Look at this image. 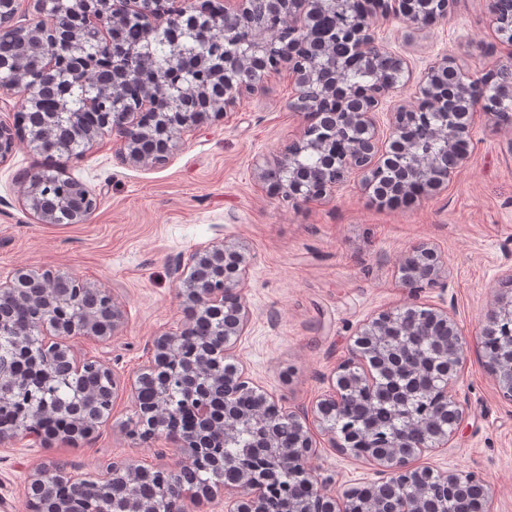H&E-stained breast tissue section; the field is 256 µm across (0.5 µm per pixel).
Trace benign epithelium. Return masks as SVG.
I'll list each match as a JSON object with an SVG mask.
<instances>
[{
	"mask_svg": "<svg viewBox=\"0 0 512 512\" xmlns=\"http://www.w3.org/2000/svg\"><path fill=\"white\" fill-rule=\"evenodd\" d=\"M328 3L336 5L334 0L331 3L328 0H304L300 6L297 0H276L275 5L277 12L295 27L297 34L303 40L311 41L314 37L312 19ZM421 4L422 0H392L390 3L374 0V6L358 16L352 35L353 56L372 63L390 55L388 48L374 38V27L379 19L391 14L416 20ZM21 5L22 0H0V17L11 22L17 37L54 45L51 53L41 58L38 65L59 72L58 103L67 105L68 94L77 79L91 81L92 91L84 98L83 113L43 112L44 92L30 82L32 65L19 57L0 56V74L7 77L10 88L24 92L26 97L23 109L14 115L13 122L0 121L1 164L9 159L19 140H27L33 150L39 151L60 126L68 129L67 137L57 145L60 156L69 157L73 155L74 147L89 146L107 134L116 138L119 144L117 156L122 163L133 166L157 164L173 153L186 133L210 120L224 117V112L234 106L239 94L258 91L268 72L288 68L297 87L293 109L305 115L316 110L320 101L333 97L342 80L341 68L325 53H312L307 60L298 63L293 46L284 45L277 58H270L266 53L267 40L257 33L244 50L224 53L222 63L212 55L194 53L195 76L186 88L169 86L156 79L145 86V91L126 110L105 112L104 97L112 98L120 93L131 73L120 61L113 62L112 73H102L98 55L82 42L78 31L91 28L110 39L113 29L136 17L146 42L167 41L172 47V58H181L184 49L179 39L194 36L201 27L210 32L217 31L226 16L253 27L263 0H222L219 9L214 0H34V9L40 19L24 23L17 21ZM452 72L460 75L455 56L448 54L437 59L420 82L419 95L433 100L438 107L442 106V94L447 91L444 77ZM471 83L470 79L455 80V89L467 103V111L453 117L439 112L429 125L432 137L442 145V154L448 157V166L439 175L429 172L401 134L400 122L408 108L401 107L390 113V133L381 136L376 110L385 98L399 91V80L382 75L375 88L357 97V104L346 109L343 116L336 112L325 114L322 130L305 127L301 137L284 145L274 160L257 163V178L270 195L299 204L332 194L352 171L365 173L370 180L376 178L382 172V166L375 162L377 154L381 152L386 157L393 152L405 160L397 172L399 181H418L420 193L433 196L469 160L474 111L489 104V101L469 94ZM306 153L320 159L318 168L310 170L300 164V157ZM54 181L60 182V177H54ZM22 183L23 205L39 224H83L100 205V197L95 191L68 178L60 182L61 191L52 202L45 200L44 188L48 180L44 174L38 171L27 173L23 175ZM400 270L402 284L412 295L425 287L446 286L442 261L426 242H419L409 249L401 261ZM245 272V254L224 241L197 246L190 251L186 261L178 262L173 274L180 283L179 294L185 305L203 317L222 320L224 343L184 355L176 349L177 334L165 333L153 340L150 360L141 372L143 376L165 374L173 363L182 361V376L195 380L196 397L207 399L212 388L220 389L224 415L219 421L224 423L226 434L251 420L235 408L241 393L251 392L260 404L274 403L266 392L254 386L244 370L220 371L224 364H233L237 360V342L245 334L250 319L241 293ZM62 278L64 275L53 269L21 268L13 278L0 282V301H13L37 310L38 326L42 329L41 341L34 346L28 327L11 323L6 313L0 312V331L6 327L15 336L16 358L30 368L29 375L24 378L13 369H0L1 402L19 388L44 382L52 376L54 365L59 366L68 382L96 369L112 376L111 369L100 361L72 355L68 340L75 336L104 339L116 335L124 321L120 302L110 291L93 289L80 280L75 281L76 288L61 293L56 283ZM85 292L101 298L102 304L111 312L108 321H101L90 310L83 311L78 318L71 315L73 301ZM403 314L422 315L448 330V339L439 345L432 362V368L440 373L441 392L448 402L435 413L434 421L438 427L425 443L412 446L396 434L375 448L363 449L362 454L377 466L380 483L393 491L414 484L426 489L425 495L409 500L397 494L388 504L370 503L358 508L353 496L348 495L340 502L328 493L325 483L308 465L316 447L311 424L323 426L343 414L356 390L374 389L379 373L392 377L396 368L403 366L400 349L380 351L385 332L395 318L394 312L383 311L359 329L350 357L336 368L331 392L316 403L311 413L281 410L282 416L296 431L294 446L280 447L276 430H269L267 445L261 449V454L274 457L288 471V476L296 477L311 494V503L298 504L295 512H447L446 502L435 496V490L448 487L479 490L484 510H490V491L475 476L436 472L411 463L413 458L427 451L448 447V441L462 422L463 409L453 390L468 346L446 309L414 303ZM504 322L507 323V334L511 335L512 294L499 298L487 311L484 330L490 331ZM485 358L501 396L512 401V362L505 364L488 353ZM110 399L108 391L101 395L77 393L68 407L70 424L54 432L53 438L68 441L90 437L105 419ZM170 414L163 398L155 400L141 418L150 420L151 430L165 436L184 454L179 470H160L163 477L180 479L189 473L193 460L211 457L213 451L202 433L187 436L170 427L160 428L159 422ZM20 435L34 441L48 439L38 426L37 417L25 415L9 428L0 427V444ZM138 472L136 467L121 470L108 464L101 469L98 481L103 486H110L122 473L129 485ZM268 480L270 476L267 474L259 479L252 470L240 469L239 480L225 486L230 493L226 512H265L262 493L264 482ZM80 481L81 477L77 475L44 465L29 480V501H40L52 512H79L74 501L56 496V488Z\"/></svg>",
	"mask_w": 512,
	"mask_h": 512,
	"instance_id": "obj_1",
	"label": "benign epithelium"
}]
</instances>
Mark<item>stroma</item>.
Listing matches in <instances>:
<instances>
[{"label":"stroma","mask_w":512,"mask_h":512,"mask_svg":"<svg viewBox=\"0 0 512 512\" xmlns=\"http://www.w3.org/2000/svg\"><path fill=\"white\" fill-rule=\"evenodd\" d=\"M375 34L407 60L414 80L446 54L473 75L512 63V46L501 42L485 0H455L447 17L431 25L383 19ZM414 80L383 104L380 124L398 105L417 106ZM262 84L223 119L185 134L159 164H121L110 136L69 160L44 158L21 141L0 164V280L21 267H50L114 291L124 312L116 335L70 341L78 357L96 358L119 381L109 417L87 439L40 445L18 438L0 446V512H28V478L48 463L85 478L113 461L177 469L181 457L163 436L131 435L136 406L129 382L147 364L150 342L186 321L175 264L193 247L218 240L244 248L249 261L242 294L251 318L237 344L239 365L289 410L310 409L329 392L366 319L414 299L448 309L470 349L455 387L466 417L447 447L416 464L475 474L492 493L491 512H512V402L502 398L479 353L484 315L500 282L512 277V127L478 114L470 161L440 194L411 205L374 200L359 173L335 195L296 205L268 195L253 163L300 135L306 119L290 107L295 86L287 72L265 75ZM47 170L99 194L85 223L39 224L24 209L21 176ZM420 240L442 255L448 285L424 288L413 299L399 267ZM315 438L309 464L337 498L376 480L375 466L333 447L330 432L316 429Z\"/></svg>","instance_id":"stroma-1"}]
</instances>
